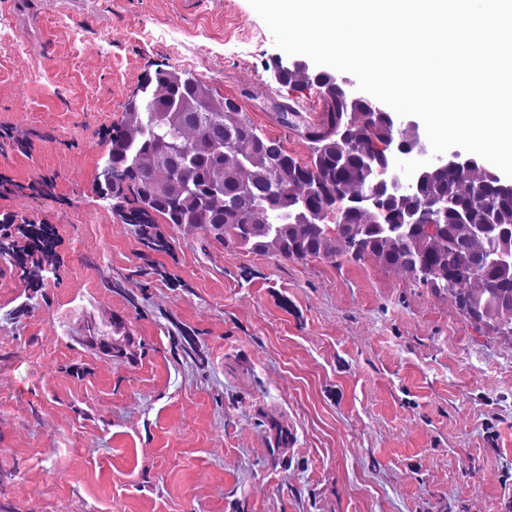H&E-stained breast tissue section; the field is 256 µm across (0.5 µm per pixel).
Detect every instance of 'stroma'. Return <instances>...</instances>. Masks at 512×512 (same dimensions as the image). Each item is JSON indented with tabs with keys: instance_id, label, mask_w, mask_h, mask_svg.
I'll return each mask as SVG.
<instances>
[{
	"instance_id": "stroma-1",
	"label": "stroma",
	"mask_w": 512,
	"mask_h": 512,
	"mask_svg": "<svg viewBox=\"0 0 512 512\" xmlns=\"http://www.w3.org/2000/svg\"><path fill=\"white\" fill-rule=\"evenodd\" d=\"M0 213L62 240L41 287L0 258V512H512V344L375 259L300 260L155 217L98 181L157 67L288 153L281 51L249 0H0ZM291 444L274 452V435Z\"/></svg>"
}]
</instances>
